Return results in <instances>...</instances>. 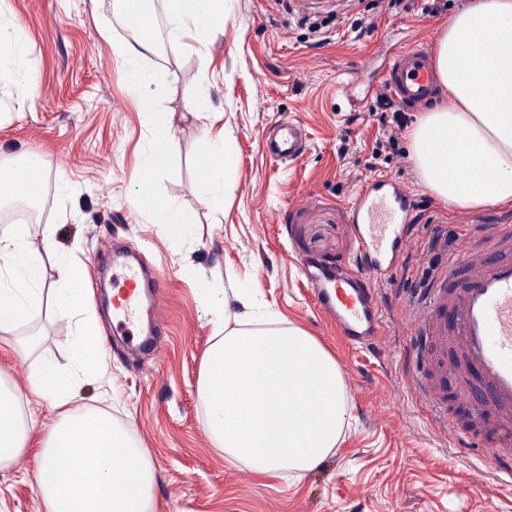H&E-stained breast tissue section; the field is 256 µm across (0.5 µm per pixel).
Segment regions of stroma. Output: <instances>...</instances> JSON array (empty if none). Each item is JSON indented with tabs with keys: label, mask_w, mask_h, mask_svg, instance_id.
<instances>
[{
	"label": "stroma",
	"mask_w": 512,
	"mask_h": 512,
	"mask_svg": "<svg viewBox=\"0 0 512 512\" xmlns=\"http://www.w3.org/2000/svg\"><path fill=\"white\" fill-rule=\"evenodd\" d=\"M409 0L395 14L379 5L367 21L327 0L308 16L287 0H224V29L208 50L172 44L157 26L156 51L143 64L169 73L153 113L142 112L129 76L114 63L134 34L115 0H10L32 48L39 95L18 98L0 82V160L36 151L48 167L30 239L51 237L80 268L88 307L109 341L102 380L79 390L78 404L111 412L152 459L154 496L165 512H512V477L493 473L481 455L435 434L431 412L410 390L409 336L401 319L412 289L441 262L435 232L457 238V207L427 187L409 137L407 157L390 162L377 143L385 113L375 92L386 48L434 47L442 25L468 0ZM354 80L351 94L340 82ZM172 117L176 149L150 183L140 174L156 148L157 120ZM284 117L299 122L306 150L270 158L266 133ZM225 130L224 201H201L205 129ZM374 176L408 183L418 199L412 257L378 285L388 326L380 348L350 349L319 313L303 262L350 263L357 243L350 207ZM187 212V233L159 217L168 205ZM140 256L168 279L167 323L158 345L122 334L93 287L98 258L115 249ZM270 313L279 327L313 336L336 360L345 383L343 436L301 480L262 479L229 464L215 448L198 392L205 350L224 333L208 297L236 294ZM75 319L34 312L18 335L39 334L30 356L0 340V375L27 390L44 360L72 359ZM37 423L18 463L0 471V512H42L36 494V445L57 411L34 401Z\"/></svg>",
	"instance_id": "35a3bbf8"
}]
</instances>
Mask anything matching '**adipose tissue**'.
<instances>
[{
	"label": "adipose tissue",
	"instance_id": "ef3b65f1",
	"mask_svg": "<svg viewBox=\"0 0 512 512\" xmlns=\"http://www.w3.org/2000/svg\"><path fill=\"white\" fill-rule=\"evenodd\" d=\"M0 0V65H8L18 95L33 100L31 49L25 29ZM169 36L208 49L224 28V0H171ZM150 41L135 38L120 50L144 111L164 84L160 69L142 67ZM444 88L440 101L412 128L413 154L428 188L442 201L469 208L512 204V0H470L450 19L434 47ZM47 162L22 159L0 185V201L37 196ZM62 278L43 285V260ZM77 316L74 358L62 369L44 361L30 382L33 398L59 412L42 441L36 474L44 512H159L154 467L146 449L92 406L71 408L83 380L95 376L108 350L86 311L80 275L68 252L51 239L35 248L27 227L0 232V334L9 335L41 309ZM204 354L199 392L216 447L233 463L271 479H301L339 442L345 422L343 374L320 343L298 328H252L235 315ZM36 416L0 376V470L15 465Z\"/></svg>",
	"mask_w": 512,
	"mask_h": 512
}]
</instances>
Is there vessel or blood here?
<instances>
[{
    "label": "vessel or blood",
    "instance_id": "1",
    "mask_svg": "<svg viewBox=\"0 0 512 512\" xmlns=\"http://www.w3.org/2000/svg\"><path fill=\"white\" fill-rule=\"evenodd\" d=\"M388 94L408 109L424 108L437 89L432 58L422 46L393 53L383 76ZM278 160L297 159L304 151L302 130L281 120L266 142ZM418 199L387 176L375 177L355 197L350 229L358 240L351 265L316 279L314 294L321 315L335 326L348 347L376 348L385 325L382 303L373 287L409 245L405 229ZM463 232L429 288L404 315L413 338L414 394L429 402L433 426L452 433L462 447L485 457L496 472L512 473V224H474L459 214ZM122 284L113 309L125 326L146 321L150 332L165 323L164 273L146 272L137 261H122ZM481 371L490 403H474L469 366ZM454 375L457 399L466 422H448L445 379Z\"/></svg>",
    "mask_w": 512,
    "mask_h": 512
}]
</instances>
